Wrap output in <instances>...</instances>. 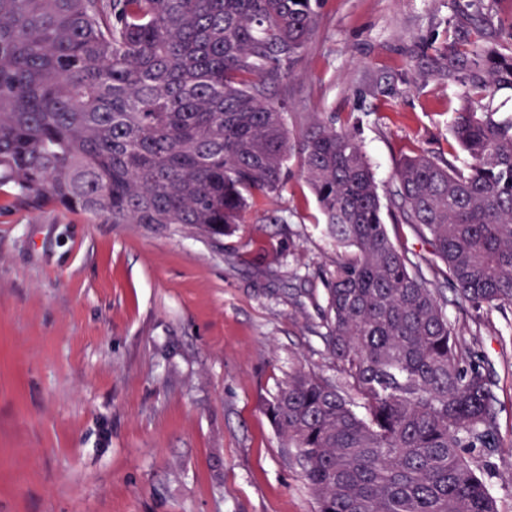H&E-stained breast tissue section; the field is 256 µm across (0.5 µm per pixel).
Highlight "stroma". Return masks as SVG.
Listing matches in <instances>:
<instances>
[{
    "label": "stroma",
    "instance_id": "obj_1",
    "mask_svg": "<svg viewBox=\"0 0 512 512\" xmlns=\"http://www.w3.org/2000/svg\"><path fill=\"white\" fill-rule=\"evenodd\" d=\"M512 50V0H324L309 48L276 91L291 137L313 113L362 144L381 196L404 157L450 158L463 87L447 42ZM280 223H269V215ZM391 241L447 283L410 225ZM336 249L298 157L221 244L172 225L103 224L0 188V512H315L266 412L298 365L336 370L312 330ZM275 262L268 279L255 268ZM468 359L490 365L512 442V305L455 302Z\"/></svg>",
    "mask_w": 512,
    "mask_h": 512
}]
</instances>
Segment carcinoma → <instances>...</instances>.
Instances as JSON below:
<instances>
[{
  "mask_svg": "<svg viewBox=\"0 0 512 512\" xmlns=\"http://www.w3.org/2000/svg\"><path fill=\"white\" fill-rule=\"evenodd\" d=\"M322 0H0V187L104 224H181L211 240L281 191L291 152L340 257L321 337L340 379L288 372L267 414L317 512H498L470 453L500 448L493 373L463 363L448 301L389 238L347 128L316 115L290 141L272 99ZM463 86L457 170L403 159L390 194L457 299L512 304V117L473 102L512 89V54L448 43Z\"/></svg>",
  "mask_w": 512,
  "mask_h": 512,
  "instance_id": "carcinoma-1",
  "label": "carcinoma"
}]
</instances>
